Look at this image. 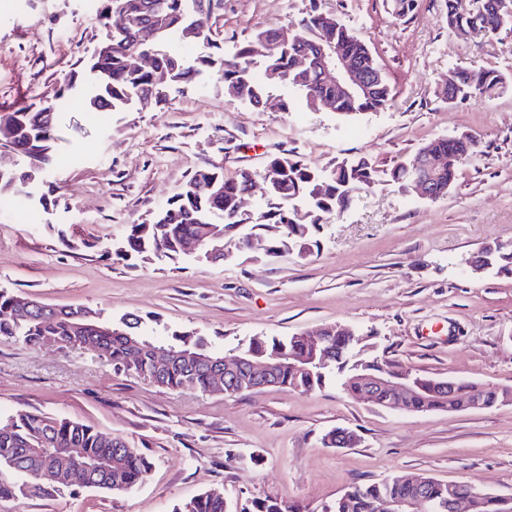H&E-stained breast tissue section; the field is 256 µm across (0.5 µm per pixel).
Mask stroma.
Wrapping results in <instances>:
<instances>
[{
    "label": "stroma",
    "instance_id": "stroma-1",
    "mask_svg": "<svg viewBox=\"0 0 512 512\" xmlns=\"http://www.w3.org/2000/svg\"><path fill=\"white\" fill-rule=\"evenodd\" d=\"M366 40L395 97L390 109L341 119L296 104L259 111L207 73L147 108H62L48 203L0 197V289L116 322L141 316L158 334L190 332L212 349L246 347L343 324L366 337L351 361L386 359L413 374L512 388V275L471 273L465 258L512 247V88L448 102L453 66L512 75V30L449 29L446 0H418L407 21L390 0H320ZM308 0H224L208 25L224 55L254 31L287 25ZM83 0H0V110L51 100L104 37ZM470 134L478 151L439 200L382 183L330 215L310 255L253 251L219 265L186 256L129 264L103 246L150 218L199 168L225 177L285 152L328 169L361 157L383 166L438 136ZM41 411L135 441L151 469L115 495L61 485L48 497L0 498V512H172L218 489L239 504L273 496L322 512L351 484L428 474L512 496V404L398 412L348 398L335 379L309 392L268 386L235 397L169 391L74 348L0 337V419ZM360 436L326 444L333 429Z\"/></svg>",
    "mask_w": 512,
    "mask_h": 512
}]
</instances>
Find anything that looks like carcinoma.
Segmentation results:
<instances>
[{
  "label": "carcinoma",
  "instance_id": "obj_1",
  "mask_svg": "<svg viewBox=\"0 0 512 512\" xmlns=\"http://www.w3.org/2000/svg\"><path fill=\"white\" fill-rule=\"evenodd\" d=\"M98 14L107 34L93 50L89 60L71 72L57 90L56 96L82 87L86 90V106L90 112H107L139 103L147 106L159 102L164 89L172 84H189L203 71L214 73L224 94L247 102L258 110L269 106L279 112L292 109L294 99L271 98L274 83L267 73L278 75L277 83L294 91L308 107L310 97L327 101L331 112L351 117L364 112L387 109L394 92L386 76L376 77L362 95L344 97L328 84L317 70L315 51L333 46L367 70L374 60L369 45L333 14L313 4L302 17L287 25L289 41L281 43L284 27L256 31L239 46L230 58L217 56L212 49L217 43L208 34L209 17L198 15L201 0H97ZM417 0H392V14L399 20L413 17ZM448 28L461 30L474 23L486 24L490 32L512 24V0H448ZM198 29V54L190 61L174 50L187 40L189 26ZM153 56L148 68L140 66L139 57ZM303 56L308 64L295 66V58ZM512 85V78L496 69L473 70L460 66L448 69V89L456 100L472 96H491ZM60 112L55 104L25 106L0 115V145L13 147L27 160V171L0 165V195L22 194L37 199L41 178L53 165L52 142ZM478 140L469 135L466 142L435 137L423 143L413 154L400 158L388 168L366 158L348 164L338 163L328 170L297 160L287 153L272 156L266 169L277 172L270 186L267 209L254 216L238 211V203L247 191L248 182L260 176L256 171H243L226 178L214 167L194 172L182 189L150 218L148 224L127 225L126 235L105 247V252L119 261H146L154 257L177 259L185 255L184 244L196 241L206 260L218 263L224 252L214 246H228L236 241L238 225L250 230L270 233L272 245L288 250L304 248L327 216L343 208L352 194L369 192L380 182H392L403 188L412 164L425 152L456 151L468 158L477 152ZM219 190H214L211 185ZM26 298L0 289V311L14 309L17 316L0 319V336L18 339L32 347L52 340L60 347H87L112 362L117 371L137 374L168 390L193 389L201 392L223 391L224 382L183 359L170 365L162 375L152 371V347L170 346L186 355L209 351L208 343L190 335H173L165 341L149 331L141 317L129 314L120 320V333L102 336L98 328L105 325L100 314L86 308L52 307L45 311L37 305L23 308ZM334 359L321 363L323 347L313 348L292 336L256 337L249 347L261 357L271 355H306L308 370L295 373L286 368L278 371L273 385L289 391H310L322 386L334 374L342 391L357 397L358 365H348L347 354L336 342L333 326H327ZM147 343L134 354L128 337ZM469 381H456L453 392H444L431 378H421V386L413 392L412 404L417 412L467 409L464 401ZM83 448L85 463L90 468L91 488L121 494L143 481L150 470V461L140 453L134 442L122 435L102 433L93 427L67 420L19 410L6 422L0 421V497L18 491L30 497H44L56 487L39 479L42 469L67 463L63 448ZM428 482L430 502L425 512H447L450 485L423 476ZM417 488L399 474L389 475L370 484H353L324 512H378L387 502L416 494ZM174 512H246L232 509L222 493L206 491L175 506ZM251 512H287L285 502L266 497L253 501ZM481 512H512V501L487 495Z\"/></svg>",
  "mask_w": 512,
  "mask_h": 512
}]
</instances>
